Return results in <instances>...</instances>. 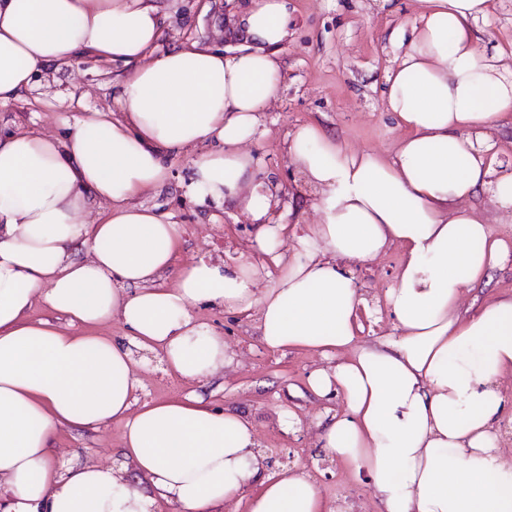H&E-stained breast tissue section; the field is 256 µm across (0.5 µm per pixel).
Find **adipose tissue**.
Returning a JSON list of instances; mask_svg holds the SVG:
<instances>
[{
	"mask_svg": "<svg viewBox=\"0 0 512 512\" xmlns=\"http://www.w3.org/2000/svg\"><path fill=\"white\" fill-rule=\"evenodd\" d=\"M395 30L384 102L405 135L392 158L349 150L320 126L288 134L287 153L313 193L319 221L285 241L273 198L246 145L262 136L279 90L289 0H248V44L159 51L166 0H0V103L39 71L85 54L131 66L121 114L92 112L63 138L0 132V512H211L250 485V512H348L308 474H266L254 425L199 397L137 403L135 350L162 351L190 380L220 375L224 340L195 322L196 305L256 312L271 350L328 359L309 377L321 398L342 394L318 441L365 471L379 512H512V464L500 418L512 375V298L462 313L466 289L512 258V240L478 213L492 187L512 222V174L486 155L512 115V69L477 51L489 0H417ZM190 188L234 201L257 223L253 247L278 269L205 259L174 268L178 224L138 204L160 188L164 159L202 143ZM103 205L96 222L78 217ZM402 250L385 302L394 331L355 347L362 299L350 265ZM173 285H164L168 274ZM64 325L31 319L35 301ZM119 319L130 346L97 327ZM123 427L120 466L57 465L59 427ZM149 483L133 487L126 466Z\"/></svg>",
	"mask_w": 512,
	"mask_h": 512,
	"instance_id": "ef3b65f1",
	"label": "adipose tissue"
}]
</instances>
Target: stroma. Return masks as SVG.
<instances>
[{"label": "stroma", "instance_id": "stroma-1", "mask_svg": "<svg viewBox=\"0 0 512 512\" xmlns=\"http://www.w3.org/2000/svg\"><path fill=\"white\" fill-rule=\"evenodd\" d=\"M294 25L281 50L282 81L277 97L263 115L266 132L250 142L258 158V180L277 186L273 220L304 210L307 223L318 221L311 198L302 187L285 151L284 140L296 125L316 122L354 151L391 155L402 132L383 102L384 77L393 48L390 30L408 25L415 0H291ZM242 0H172L160 50L218 49L235 52L224 42L225 21H239ZM479 52L512 53V0H492L488 18L479 25ZM130 68L90 56L48 66L37 75L21 100L0 105V119L9 130L61 136L68 125L89 112L117 111V96ZM199 149L169 155L168 178L162 188L140 196L139 202L170 215L180 226L175 266L205 257L247 260L255 234L243 208L201 200L189 192L193 163ZM402 250L391 247L377 260L351 268L355 283L368 302L358 312L357 346H368L392 329L386 308L376 306L401 265ZM512 296V259L495 266L487 283L466 291L464 307L475 312L486 302ZM194 318L223 337L232 362L222 376L190 381L169 369L159 356L145 354L138 371L143 382L139 402L201 397L216 409L231 407L254 424L267 473L295 467L316 480L328 501H342L351 512H378L370 480L350 464L330 459L316 438L325 409L342 411L343 398L323 400L308 389L312 370L325 366L320 353L295 349L272 351L260 341L254 318L218 307H192ZM290 412L301 429L289 431L280 415ZM122 427L110 424L96 431L76 427L58 430L56 463L77 458L94 463L119 461Z\"/></svg>", "mask_w": 512, "mask_h": 512}]
</instances>
